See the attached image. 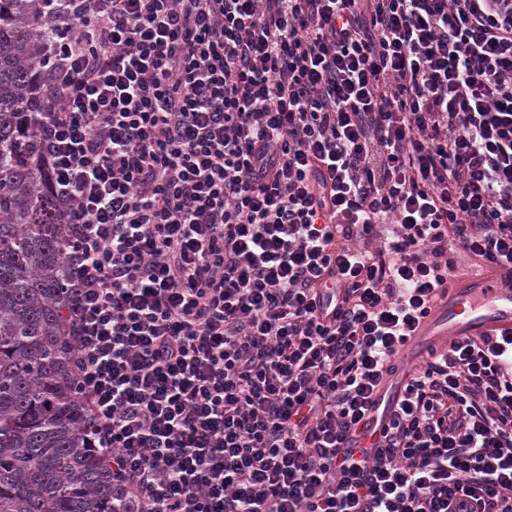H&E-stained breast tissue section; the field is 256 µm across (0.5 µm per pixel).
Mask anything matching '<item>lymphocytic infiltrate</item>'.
Instances as JSON below:
<instances>
[{
	"label": "lymphocytic infiltrate",
	"mask_w": 512,
	"mask_h": 512,
	"mask_svg": "<svg viewBox=\"0 0 512 512\" xmlns=\"http://www.w3.org/2000/svg\"><path fill=\"white\" fill-rule=\"evenodd\" d=\"M72 381L134 512H512V0H38ZM343 295L318 310L331 273ZM470 268L466 260L459 274ZM463 336H512V266L497 264L456 278L406 342L412 358L424 361L411 362L402 351L399 362L407 371L419 368L430 352H446ZM404 383L405 375L400 376L399 374H396L386 381L380 392L377 394L373 410L364 420L366 424L362 431L356 434L360 439L359 442L362 448H370L379 440L381 431L389 423L392 405L394 404V401L399 394V390Z\"/></svg>",
	"instance_id": "f902f5d3"
}]
</instances>
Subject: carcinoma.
Masks as SVG:
<instances>
[{
    "instance_id": "obj_1",
    "label": "carcinoma",
    "mask_w": 512,
    "mask_h": 512,
    "mask_svg": "<svg viewBox=\"0 0 512 512\" xmlns=\"http://www.w3.org/2000/svg\"><path fill=\"white\" fill-rule=\"evenodd\" d=\"M37 14L36 0H0V512H127L70 373L67 224L35 128Z\"/></svg>"
}]
</instances>
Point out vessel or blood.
<instances>
[{
  "label": "vessel or blood",
  "instance_id": "b4317fda",
  "mask_svg": "<svg viewBox=\"0 0 512 512\" xmlns=\"http://www.w3.org/2000/svg\"><path fill=\"white\" fill-rule=\"evenodd\" d=\"M465 336H512V266L497 264L456 278L409 337L406 348L421 361L431 352L447 351ZM404 382L403 376H392L377 394L362 429V447L379 440Z\"/></svg>",
  "mask_w": 512,
  "mask_h": 512
}]
</instances>
